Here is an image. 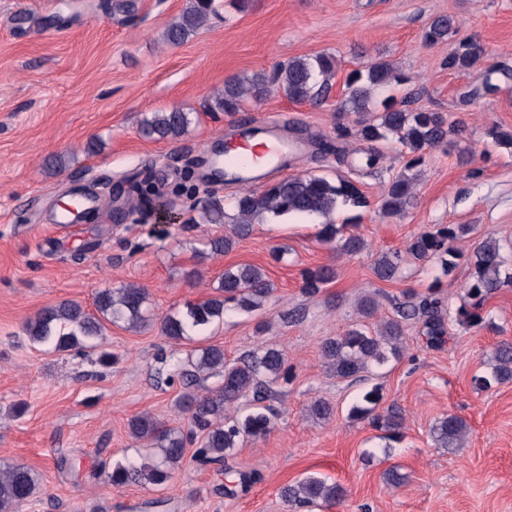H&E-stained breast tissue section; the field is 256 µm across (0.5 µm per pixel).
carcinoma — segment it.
Listing matches in <instances>:
<instances>
[{"mask_svg": "<svg viewBox=\"0 0 512 512\" xmlns=\"http://www.w3.org/2000/svg\"><path fill=\"white\" fill-rule=\"evenodd\" d=\"M215 12L214 0H192L187 8L164 32V40L179 45L198 32ZM457 29L454 16H439L424 30L422 41L435 45L448 39ZM486 54L483 42L475 37L462 40L448 56V70L473 68ZM336 58L330 53L299 57L280 65L274 75L254 73L234 77L224 82V90L209 100V109L224 113L238 112L246 100H261L272 89L281 90L296 102H325L332 91L331 78ZM394 82H401L393 65L384 59H374L352 70L345 82V94L336 102V111L357 115L356 134L368 144L366 166L377 167L383 154L377 144L395 141L408 149L411 158L404 171L389 182L380 202L381 213L397 216L404 213L415 198L419 174L415 169L424 162L425 151L460 138L466 132L464 122L448 121L446 114L429 109H411L407 98H390L375 111L374 93ZM192 124V113L173 109L153 112L143 118L142 134L164 140L177 139ZM368 206V200L351 183L332 182L324 176L298 175L263 185L260 190L246 189L230 205L214 193L201 203L203 220L208 224H229L232 234L210 240L212 251L227 253L236 240L251 234L253 224L268 218L282 220L291 215L326 216L340 207L353 210ZM347 225L327 224L323 240L336 243V251L357 255L367 249L364 238L345 234ZM472 232L468 224H448L424 231L413 237L405 251L381 253L374 261L373 272L381 281H392L401 273L403 261L409 256L427 262L435 259L443 270L454 265L456 244ZM511 244L487 238L474 250L472 266L474 281L466 286L469 308L458 316L478 326L482 322L479 310L489 295L506 285H512V273L502 276L504 251ZM334 278L333 270L320 267L305 274L303 288L315 294ZM273 285L257 266L244 264L224 270L215 294L195 303L186 304L182 312L167 314L160 322L161 335L179 344L191 339V331L202 330L224 320L229 304L243 311L261 309L268 301ZM96 313L86 312L82 305L62 301L39 310L25 323V333L37 345L66 350L80 345L94 349L105 334V324L124 323L130 329L149 326L154 313L148 290L135 284L104 288L95 295ZM395 317L382 319L371 329L354 324L342 333L322 342L321 353L329 371L338 379H358L374 367L386 364L399 355L403 343L404 323L424 319L427 343L444 342L447 335L442 301L438 297L408 296L395 303ZM486 371L474 377L478 390H488L494 384L512 381V342L495 345L485 362ZM203 375L219 376L220 383L203 394L185 393L178 407L187 416V426L171 428L142 412L128 421L130 436L146 451L142 461L117 463L106 473L114 489L138 485L163 486L173 478V471L185 457L189 447H196L194 460L200 466L224 461V454L244 441L266 436L273 425L274 413L266 402L270 384L288 381L291 367L285 354L272 346H259L236 359H229L224 348L208 345L189 350L181 360L180 378L189 386ZM383 400L380 387L363 392L351 405L348 417L366 420L374 427H383L389 438L402 437V423L378 412ZM333 409L319 398L306 407L308 418L322 422L330 418ZM469 433L467 422L448 414L438 419L430 431L435 445L455 450L465 446ZM38 490L33 470L23 464H0V512H15L16 507ZM281 498L294 508L317 504L331 505L341 501L343 488L336 482L318 477H305L280 490Z\"/></svg>", "mask_w": 512, "mask_h": 512, "instance_id": "carcinoma-1", "label": "carcinoma"}]
</instances>
